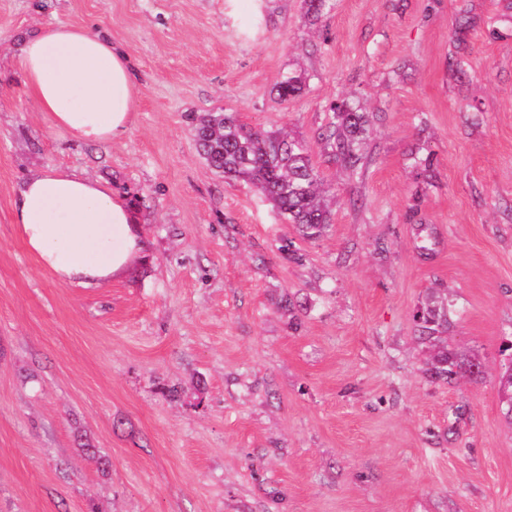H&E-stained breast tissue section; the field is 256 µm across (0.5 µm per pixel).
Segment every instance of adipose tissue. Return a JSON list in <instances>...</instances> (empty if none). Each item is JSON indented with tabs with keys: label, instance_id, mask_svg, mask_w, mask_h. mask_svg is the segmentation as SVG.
Returning a JSON list of instances; mask_svg holds the SVG:
<instances>
[{
	"label": "adipose tissue",
	"instance_id": "obj_1",
	"mask_svg": "<svg viewBox=\"0 0 512 512\" xmlns=\"http://www.w3.org/2000/svg\"><path fill=\"white\" fill-rule=\"evenodd\" d=\"M28 94L52 129L103 145L134 121L136 79L128 55L88 27L49 24L14 57ZM13 222L26 249L58 282L96 287L129 273L147 240L124 197L89 174L37 173L19 192Z\"/></svg>",
	"mask_w": 512,
	"mask_h": 512
}]
</instances>
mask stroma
Wrapping results in <instances>:
<instances>
[{
  "label": "stroma",
  "instance_id": "obj_1",
  "mask_svg": "<svg viewBox=\"0 0 512 512\" xmlns=\"http://www.w3.org/2000/svg\"><path fill=\"white\" fill-rule=\"evenodd\" d=\"M56 23L130 56L111 143L50 129L12 63ZM341 97L373 115L356 176L320 138ZM209 112L308 142L321 236L207 166ZM56 167L133 206L127 276L70 287L25 249L18 189ZM511 340L512 0H0V512H512ZM418 321L421 324V334L424 335L421 336L422 338L434 343L441 342V336H436V334L440 332L439 329L444 323H448L447 313H444V309L442 311L436 308L427 309L418 315Z\"/></svg>",
  "mask_w": 512,
  "mask_h": 512
}]
</instances>
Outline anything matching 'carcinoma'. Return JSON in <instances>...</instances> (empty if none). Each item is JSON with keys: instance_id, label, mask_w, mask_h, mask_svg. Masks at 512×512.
<instances>
[{"instance_id": "1", "label": "carcinoma", "mask_w": 512, "mask_h": 512, "mask_svg": "<svg viewBox=\"0 0 512 512\" xmlns=\"http://www.w3.org/2000/svg\"><path fill=\"white\" fill-rule=\"evenodd\" d=\"M305 78L288 75L278 84L283 100L300 95ZM333 129L326 136L330 159L357 171L365 156L362 146L370 136L371 119L348 98L331 103ZM195 139L200 154L224 178L242 181L258 188L288 224H297L307 237L320 235L330 224L324 188L303 140L281 131L254 130L241 123L233 112H212L195 119ZM424 339L439 343V329L448 322L447 314L428 309L418 315ZM456 364L445 351L440 352L432 369L436 378L456 375ZM499 389L512 415V359L499 375Z\"/></svg>"}]
</instances>
